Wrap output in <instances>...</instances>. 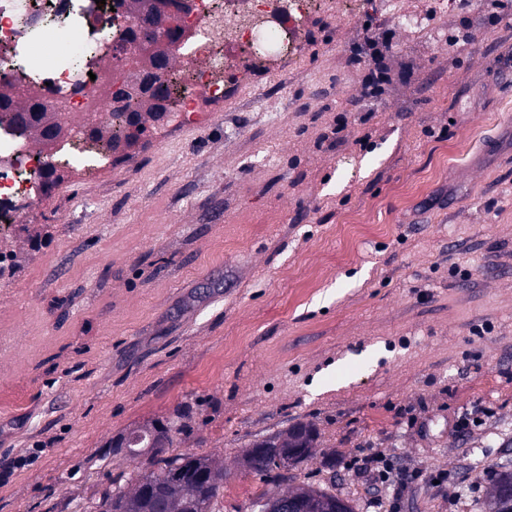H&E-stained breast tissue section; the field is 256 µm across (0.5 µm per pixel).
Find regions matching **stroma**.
Listing matches in <instances>:
<instances>
[{"label":"stroma","mask_w":512,"mask_h":512,"mask_svg":"<svg viewBox=\"0 0 512 512\" xmlns=\"http://www.w3.org/2000/svg\"><path fill=\"white\" fill-rule=\"evenodd\" d=\"M354 2L321 0L297 60L239 53L251 97L147 122L15 211L0 512L131 487L157 456L117 440L184 407L172 451L223 466L221 512H255L242 459L298 422L319 438L287 487L386 512L360 469L382 451L416 475L398 512H482L512 466V0H399L417 28ZM383 34L374 100L352 49Z\"/></svg>","instance_id":"stroma-1"}]
</instances>
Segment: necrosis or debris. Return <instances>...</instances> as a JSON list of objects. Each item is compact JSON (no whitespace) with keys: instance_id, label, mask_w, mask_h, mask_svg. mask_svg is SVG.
Instances as JSON below:
<instances>
[{"instance_id":"4bbe7bcc","label":"necrosis or debris","mask_w":512,"mask_h":512,"mask_svg":"<svg viewBox=\"0 0 512 512\" xmlns=\"http://www.w3.org/2000/svg\"><path fill=\"white\" fill-rule=\"evenodd\" d=\"M315 0H196L193 12L179 21L176 51L196 56L205 52L208 64L191 72L185 94L193 99L202 90L223 97L215 83L219 72L234 71L235 61L224 46L255 48L265 44L269 55L292 59L297 51L296 33ZM134 21L128 0H34L20 8L19 0H0V74L9 88L44 102L61 127L52 142L30 145L12 125H0V210L11 212L23 205L40 206L51 180L53 166L63 163L81 141L85 126L109 120L115 86L129 81L135 62L111 61L113 49L127 46V32ZM73 41L98 39L102 56L90 59L80 70L43 67L20 70L17 64L35 45H49L52 35Z\"/></svg>"}]
</instances>
